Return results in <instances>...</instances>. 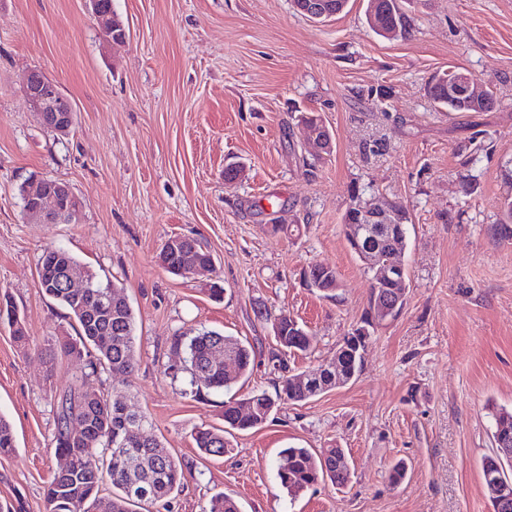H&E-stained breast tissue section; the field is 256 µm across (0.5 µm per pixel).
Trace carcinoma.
Returning a JSON list of instances; mask_svg holds the SVG:
<instances>
[{"label":"carcinoma","mask_w":512,"mask_h":512,"mask_svg":"<svg viewBox=\"0 0 512 512\" xmlns=\"http://www.w3.org/2000/svg\"><path fill=\"white\" fill-rule=\"evenodd\" d=\"M366 18L375 33L390 31L393 37H402L409 31L410 23L401 11L397 0H367ZM460 74L451 70L435 78L430 86L432 99L445 106L449 112H484L491 109L495 100L486 93V103L470 105L466 99L448 95V85ZM505 188L502 207L506 220L495 227V232L504 241L512 240V168L504 170ZM191 254L202 264L211 263L210 252L192 236L186 237L178 246L165 243L158 260L171 270L183 263L184 256ZM40 276L46 282L58 284L45 289V294L63 305L69 318L76 324L78 339L67 336L55 339L54 347L68 357L76 346L83 349L93 347L95 359L87 364V370L75 377L73 384L59 395L55 413V432L52 440L57 457L67 455L70 465L58 470L50 481L45 494L46 512H135V509L161 502L183 485L185 479L180 465L162 443L154 439L148 443L140 438L139 427L151 425L143 412H138L139 421L131 420L125 412V401L132 398L129 390L106 393L100 383L104 370L131 374L137 365L135 351V317L130 304L118 285L110 280L94 277L95 282L112 289L113 299L104 311L92 314L89 302L84 297L59 286L60 269L55 263L54 250L47 249L40 258ZM307 273L319 275L322 288L318 292L326 298L336 296L330 285L336 283V269L325 264L312 266ZM284 326V335L275 337L276 348L270 351V359L282 369H287L288 356L305 352L311 344L307 331L295 332L289 327L290 316L279 315ZM0 324L8 325L13 338L20 344L27 343V336L15 310L6 309L0 315ZM233 345L237 348V371L233 376L224 368L211 363L212 350L217 345ZM174 349L183 350L189 375V386L194 395L226 391L238 380L248 376L253 368L255 353L251 346L235 336L215 331L198 330L174 339ZM309 400L289 377L282 376L275 388V395L265 391H254L245 401L254 404L253 419L241 420L236 414L237 399L224 402V428H200L192 435L202 453L222 456L231 450L227 435L233 431H248L264 424L274 410L284 402L302 403ZM91 420L95 429L85 435L80 443H70L66 436L68 425ZM495 446L512 448V412L501 410L495 414L493 433ZM16 451L14 431L9 421L0 416V457H9ZM344 454L341 448H323L312 452L308 448L288 447L283 449L275 463L276 474L281 485L289 493H296L320 482L344 485L350 479V469H336V457ZM512 471V457L500 453L487 457L483 462L484 487L487 498H492L489 478L498 477L509 484L508 509L512 512V476L505 474L504 467ZM109 478L112 490L103 488L104 478ZM148 491L145 500L135 497L139 488ZM208 512H241L239 502L232 496L219 494L212 498Z\"/></svg>","instance_id":"carcinoma-1"}]
</instances>
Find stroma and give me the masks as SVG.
<instances>
[{"label":"stroma","instance_id":"obj_1","mask_svg":"<svg viewBox=\"0 0 512 512\" xmlns=\"http://www.w3.org/2000/svg\"><path fill=\"white\" fill-rule=\"evenodd\" d=\"M398 2L414 26L389 40L369 29L366 0L323 23L293 0H112L129 32L114 44L85 0H0V295L28 336L19 346L0 326V414L16 438L0 458V512H45L56 400L83 369L49 344L72 326L39 285L48 248L122 286L134 311L144 434L186 476L153 512H208L219 493L242 512H490L482 461L495 413L512 411V241L491 230L512 166V0ZM453 67L495 106L440 109L428 84ZM32 68L72 101L68 137L30 107L19 76ZM304 112L321 116L330 154L306 148ZM230 163L243 172L228 185ZM40 177L69 184L75 222L25 218L19 189ZM358 191L408 212L401 312L371 330L357 378L280 404L235 433L231 453L202 455L192 433L223 427L226 395L273 391L271 317L288 313L313 336L289 358L294 373L315 371L359 324L372 273L342 226ZM177 234L198 238L213 270L165 271L158 254ZM316 264L335 268V297L307 286ZM201 327L255 348L252 375L229 394L192 396L186 374L165 372L182 360L174 337ZM291 445L344 449L349 483L288 495L274 463ZM400 460L406 477L390 484Z\"/></svg>","mask_w":512,"mask_h":512}]
</instances>
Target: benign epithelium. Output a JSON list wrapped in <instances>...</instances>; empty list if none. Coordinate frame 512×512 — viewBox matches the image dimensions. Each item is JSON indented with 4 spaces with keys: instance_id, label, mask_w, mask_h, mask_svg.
Wrapping results in <instances>:
<instances>
[{
    "instance_id": "7a95c632",
    "label": "benign epithelium",
    "mask_w": 512,
    "mask_h": 512,
    "mask_svg": "<svg viewBox=\"0 0 512 512\" xmlns=\"http://www.w3.org/2000/svg\"><path fill=\"white\" fill-rule=\"evenodd\" d=\"M92 13L103 23L107 37L120 33L119 39H126V29L112 12L104 8L101 0H87ZM334 3L330 0H301L300 10L311 20L317 21L330 16ZM20 83L26 98L41 118L43 126L50 132L66 137L74 125V108L58 85L49 80L39 70H29L22 74ZM448 91L465 97L475 103L484 101L483 87L474 78L467 76L448 87ZM71 187L62 181L48 178H35L26 186L23 213L26 218L43 224L69 223L79 215V205ZM402 212L395 204H383L377 200L356 213L354 223L346 226L348 238L356 245L362 257L366 258L373 270V287L378 289L386 284L399 282L407 284L405 266L392 261L386 252L377 247L380 233L387 224H400ZM63 284L73 293L83 294L93 287L92 280L74 266L65 269ZM402 292L396 290L391 295L374 297L373 309L369 310L370 322L375 324L382 315L397 309V297ZM368 332L355 327L340 342L352 357L364 358Z\"/></svg>"
}]
</instances>
